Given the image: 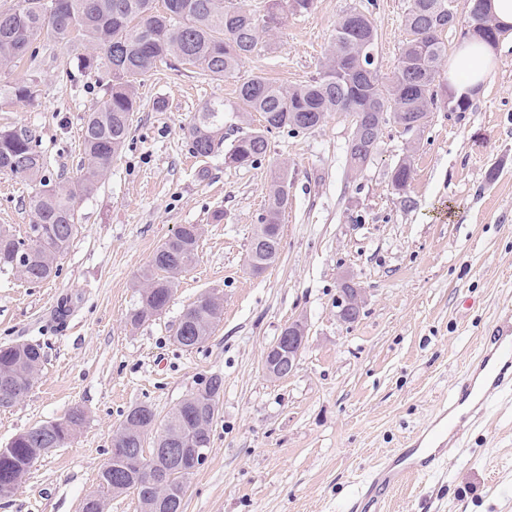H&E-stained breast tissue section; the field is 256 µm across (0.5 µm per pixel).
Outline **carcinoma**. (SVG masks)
Masks as SVG:
<instances>
[{
    "mask_svg": "<svg viewBox=\"0 0 512 512\" xmlns=\"http://www.w3.org/2000/svg\"><path fill=\"white\" fill-rule=\"evenodd\" d=\"M313 0H265L263 13L248 8L245 0H13L0 9V65L8 68L26 55H35L38 41L82 48L78 67L82 70L107 67L112 72L101 107L84 120L82 145L89 161L86 174L70 183L45 178L46 160L36 149L25 128L0 130V170L9 169L38 184L29 228L40 227L39 237L22 238L0 231V268H20L18 274L30 284H40L58 270V258L67 250L81 228L77 205L90 195L109 169L113 157L124 147L131 117L137 110L135 84L138 79L173 60L186 69L226 78L250 56L262 35L281 24L288 12H301ZM448 8L447 0H412L405 16L406 37L398 65L388 84L380 82L374 63L360 55V42L376 41L371 19L357 9L346 12L336 26L331 52L319 75L309 82L284 88L262 76H254L239 88L244 111L257 112L263 129L237 138L224 153L237 166L252 165L265 156L268 143L264 132L287 129L305 133L320 125L329 112L341 111L342 103L356 94L364 100L390 101L395 111L418 120L427 111L424 92L435 82L448 57L444 29L437 18ZM5 94L20 102L37 101L34 82L15 84ZM191 151L209 157L224 146V102L208 103L194 115L189 129ZM288 204L283 190H274L260 223L266 225L268 243L259 263L272 266L280 254V215ZM198 237L193 227H183L154 253L151 266L140 275V306L129 316L138 326L160 314L169 304L175 279L198 257ZM221 315L198 300L180 321L179 345L192 348L196 337L210 336ZM42 363L41 348L33 343L0 347V382L10 380L19 394L28 393L29 375ZM212 420L207 406L182 400L161 425L157 436L191 432L197 416ZM154 412L129 430L122 448H141ZM84 421L75 407L63 423L46 424V438L17 434L10 451L0 454V498L18 468L31 466L50 448L68 445ZM116 469L101 472V485L122 494L136 472L135 462L120 454Z\"/></svg>",
    "mask_w": 512,
    "mask_h": 512,
    "instance_id": "carcinoma-1",
    "label": "carcinoma"
}]
</instances>
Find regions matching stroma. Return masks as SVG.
I'll return each instance as SVG.
<instances>
[{
	"label": "stroma",
	"mask_w": 512,
	"mask_h": 512,
	"mask_svg": "<svg viewBox=\"0 0 512 512\" xmlns=\"http://www.w3.org/2000/svg\"><path fill=\"white\" fill-rule=\"evenodd\" d=\"M411 0H314L245 59L234 76L160 65L136 87L138 110L124 149L79 204L82 228L38 285L0 269V345L44 353L26 398L0 409V448L17 434L81 408L67 447L39 458L0 512H81L101 493L112 438L128 410L169 415L206 377L224 378L208 458L190 479L185 512H347L358 478L423 426L447 398L483 330L512 303V40L495 47L493 72L465 112H430L419 135L385 124L362 171L346 148L352 122L328 113L300 134L271 130L265 157L246 167L223 153L194 156L188 127L208 102L224 103V141L259 128L241 117L238 88L254 75L293 87L317 77L340 17L356 8L378 33L376 66L389 81L406 37ZM109 69L78 70L70 48L48 42L0 69V87L35 81V105L0 103V128L32 132L51 181L86 170L82 126L104 100ZM411 161L404 192L391 185ZM288 170L281 250L265 273L248 268V245L268 206L271 173ZM34 183L0 174V229L24 236ZM200 226L198 258L168 306L132 326L139 276L178 228ZM363 290L351 324L337 315L342 279ZM223 299L200 346L172 340L199 297ZM307 337L296 370L266 375L267 347L285 325ZM445 475L414 480L384 512H512V402L476 428L466 452H448Z\"/></svg>",
	"instance_id": "35a3bbf8"
}]
</instances>
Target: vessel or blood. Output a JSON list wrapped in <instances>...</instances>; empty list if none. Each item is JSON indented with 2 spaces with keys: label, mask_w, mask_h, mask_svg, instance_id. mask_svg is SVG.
<instances>
[{
  "label": "vessel or blood",
  "mask_w": 512,
  "mask_h": 512,
  "mask_svg": "<svg viewBox=\"0 0 512 512\" xmlns=\"http://www.w3.org/2000/svg\"><path fill=\"white\" fill-rule=\"evenodd\" d=\"M504 397L512 399V308L507 306L486 329L478 358L459 378L434 421L410 445L373 467L358 486L349 512H381L389 495L411 477L445 472L448 448L462 447Z\"/></svg>",
  "instance_id": "vessel-or-blood-1"
}]
</instances>
